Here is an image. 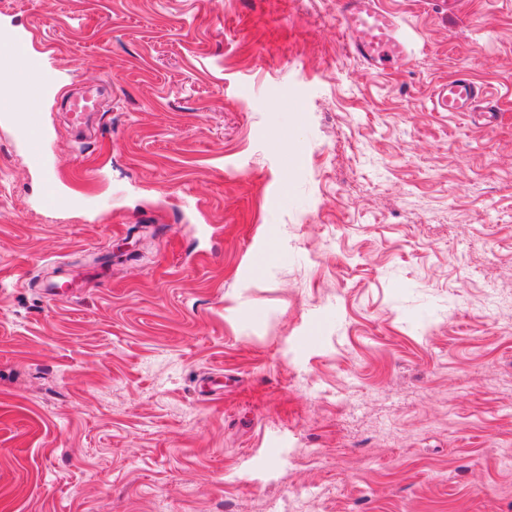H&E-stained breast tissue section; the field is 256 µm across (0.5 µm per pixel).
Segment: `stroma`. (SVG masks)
Wrapping results in <instances>:
<instances>
[{
    "label": "stroma",
    "instance_id": "stroma-1",
    "mask_svg": "<svg viewBox=\"0 0 512 512\" xmlns=\"http://www.w3.org/2000/svg\"><path fill=\"white\" fill-rule=\"evenodd\" d=\"M381 2L386 75L336 0H0L66 199L0 121V512H512V0ZM338 18L349 52L374 73L408 61L412 44L397 16L378 0H340ZM436 112H467L482 124L495 121L500 107L496 97L485 91L465 70L436 86L430 98Z\"/></svg>",
    "mask_w": 512,
    "mask_h": 512
}]
</instances>
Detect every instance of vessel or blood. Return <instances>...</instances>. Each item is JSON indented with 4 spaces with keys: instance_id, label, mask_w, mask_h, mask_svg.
Masks as SVG:
<instances>
[{
    "instance_id": "1",
    "label": "vessel or blood",
    "mask_w": 512,
    "mask_h": 512,
    "mask_svg": "<svg viewBox=\"0 0 512 512\" xmlns=\"http://www.w3.org/2000/svg\"><path fill=\"white\" fill-rule=\"evenodd\" d=\"M338 18L349 52L372 72L386 71L394 63L409 60L412 44L396 15L379 0H339ZM0 66L16 72L11 93L0 96V116L10 121L33 166L42 173L43 207L61 205L55 171L45 156L46 130L39 113L13 112L14 99L38 100L50 86L39 52L26 35L9 33L0 39ZM433 111L465 112L482 123L495 121L500 110L496 97L477 84L467 71H459L436 86L430 98Z\"/></svg>"
}]
</instances>
